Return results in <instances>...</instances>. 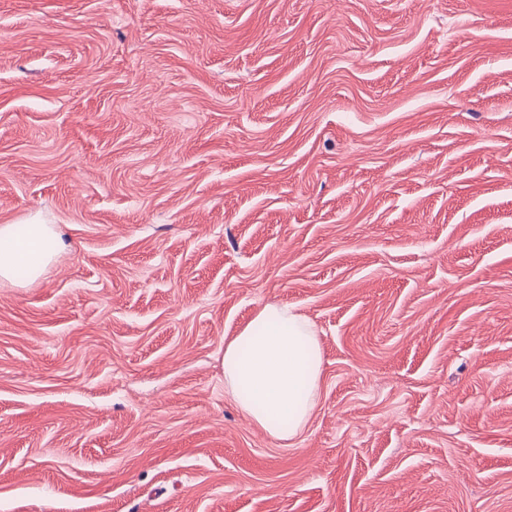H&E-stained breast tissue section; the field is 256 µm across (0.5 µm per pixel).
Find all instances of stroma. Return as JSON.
<instances>
[{"mask_svg":"<svg viewBox=\"0 0 512 512\" xmlns=\"http://www.w3.org/2000/svg\"><path fill=\"white\" fill-rule=\"evenodd\" d=\"M0 512H512V0H0ZM315 324L283 444L224 397ZM26 232L19 236L14 224L0 225V283H21L39 279L63 249V243L51 224L28 220ZM224 396L257 428L289 442L306 428L318 402L323 357L309 319L266 305L224 341Z\"/></svg>","mask_w":512,"mask_h":512,"instance_id":"obj_1","label":"stroma"}]
</instances>
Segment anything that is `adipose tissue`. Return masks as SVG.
<instances>
[{
    "instance_id": "adipose-tissue-1",
    "label": "adipose tissue",
    "mask_w": 512,
    "mask_h": 512,
    "mask_svg": "<svg viewBox=\"0 0 512 512\" xmlns=\"http://www.w3.org/2000/svg\"><path fill=\"white\" fill-rule=\"evenodd\" d=\"M63 249L53 225L29 220L25 234L0 225V283L39 279ZM224 395L257 428L289 442L306 428L318 402L323 357L309 319L267 305L225 340Z\"/></svg>"
}]
</instances>
